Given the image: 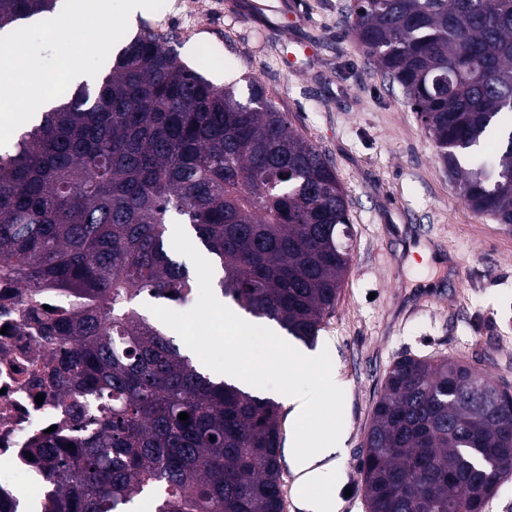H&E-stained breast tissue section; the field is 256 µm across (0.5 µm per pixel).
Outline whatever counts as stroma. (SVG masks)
Segmentation results:
<instances>
[{"label":"stroma","instance_id":"obj_1","mask_svg":"<svg viewBox=\"0 0 512 512\" xmlns=\"http://www.w3.org/2000/svg\"><path fill=\"white\" fill-rule=\"evenodd\" d=\"M146 21L176 35L181 59L213 83L247 96L260 83L292 128L330 158L349 200L350 269L319 333L350 392L336 411L345 454L336 492L342 512H367L362 442L384 378L403 355L469 361L512 390V228L470 208L437 157L401 88L385 78L347 31L351 0H154ZM174 253L201 287L197 302L163 310L169 335L222 369L211 332L216 266L186 225L170 227ZM313 373L289 377L273 363L253 385L268 397Z\"/></svg>","mask_w":512,"mask_h":512}]
</instances>
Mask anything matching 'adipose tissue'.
Returning <instances> with one entry per match:
<instances>
[{
	"label": "adipose tissue",
	"instance_id": "1",
	"mask_svg": "<svg viewBox=\"0 0 512 512\" xmlns=\"http://www.w3.org/2000/svg\"><path fill=\"white\" fill-rule=\"evenodd\" d=\"M213 313L211 328L223 339L224 368L239 382L250 383L253 374L275 357L287 358L291 371L317 375L320 392L314 398L298 401L288 385L278 393L280 403L291 408L285 461L295 477L293 492L301 512H338L339 502L323 495L322 488L343 459L344 436L337 432L334 418L347 382L329 368L328 353L298 350L269 324L242 321L221 307H214Z\"/></svg>",
	"mask_w": 512,
	"mask_h": 512
}]
</instances>
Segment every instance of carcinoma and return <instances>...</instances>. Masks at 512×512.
<instances>
[{"label":"carcinoma","mask_w":512,"mask_h":512,"mask_svg":"<svg viewBox=\"0 0 512 512\" xmlns=\"http://www.w3.org/2000/svg\"><path fill=\"white\" fill-rule=\"evenodd\" d=\"M59 0H0V31ZM351 34L398 84L473 210L512 224V0H353ZM144 27L0 151V272L19 280L52 382L76 395L80 446L28 453L58 486L49 512H283L277 404L207 373L146 314L196 285L169 248L188 221L228 302L308 347L350 253L333 165L258 84L247 100ZM61 291L70 308H43ZM182 412L187 420L178 419ZM215 440H210V437ZM368 512H483L512 474V395L470 364L403 356L365 434Z\"/></svg>","instance_id":"cac0c4a2"}]
</instances>
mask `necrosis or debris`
<instances>
[{
  "label": "necrosis or debris",
  "instance_id": "necrosis-or-debris-1",
  "mask_svg": "<svg viewBox=\"0 0 512 512\" xmlns=\"http://www.w3.org/2000/svg\"><path fill=\"white\" fill-rule=\"evenodd\" d=\"M27 307L18 280L0 278V512L48 507L53 484L26 450L46 429L65 427L72 405L47 380L57 346L38 335Z\"/></svg>",
  "mask_w": 512,
  "mask_h": 512
}]
</instances>
